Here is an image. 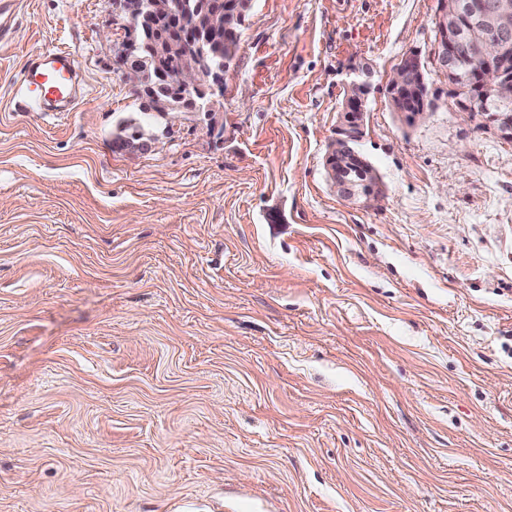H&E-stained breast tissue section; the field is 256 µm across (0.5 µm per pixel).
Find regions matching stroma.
<instances>
[{"label":"stroma","mask_w":512,"mask_h":512,"mask_svg":"<svg viewBox=\"0 0 512 512\" xmlns=\"http://www.w3.org/2000/svg\"><path fill=\"white\" fill-rule=\"evenodd\" d=\"M437 0H251L212 114L159 120L109 0H18L0 42V512H512V142L454 112ZM57 47L85 91L9 106ZM418 51L429 117L388 81ZM356 148L325 169L350 70ZM370 78V72L365 69L350 83V93L342 103L337 137L326 158L336 193L346 200L360 201L365 207L377 203L383 193L378 175L353 146L362 134ZM351 169L359 180L345 177V172Z\"/></svg>","instance_id":"35a3bbf8"}]
</instances>
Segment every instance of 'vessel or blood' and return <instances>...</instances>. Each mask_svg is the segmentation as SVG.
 Returning a JSON list of instances; mask_svg holds the SVG:
<instances>
[{
  "label": "vessel or blood",
  "instance_id": "vessel-or-blood-1",
  "mask_svg": "<svg viewBox=\"0 0 512 512\" xmlns=\"http://www.w3.org/2000/svg\"><path fill=\"white\" fill-rule=\"evenodd\" d=\"M83 95L74 59L56 48L27 58L15 89L18 108L40 106L48 112H69Z\"/></svg>",
  "mask_w": 512,
  "mask_h": 512
}]
</instances>
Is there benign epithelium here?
<instances>
[{
  "mask_svg": "<svg viewBox=\"0 0 512 512\" xmlns=\"http://www.w3.org/2000/svg\"><path fill=\"white\" fill-rule=\"evenodd\" d=\"M116 16L123 19V29L134 31L142 18L160 10L168 15L170 36L163 39L161 52L166 58H181L179 85L184 90L222 91L229 68L201 69L192 57L205 53L204 42L224 33V8L206 5L204 0H116ZM512 32V0H471L464 8L448 15L447 0H440L434 27L431 55L438 66L451 70L462 62L473 64L466 80L472 92L455 102L456 111L470 113L483 103L481 92L496 90L498 101L489 116V124L498 135L512 139V78L504 74L505 37ZM371 74L363 70L350 83V93L340 112V127L326 165L336 193L346 200H357L369 207L382 196L378 175L354 148L362 134L365 106L371 89ZM390 95L411 104L407 112L411 122L426 117L431 108L429 89L423 78L421 58L407 54L389 80Z\"/></svg>",
  "mask_w": 512,
  "mask_h": 512,
  "instance_id": "1",
  "label": "benign epithelium"
}]
</instances>
